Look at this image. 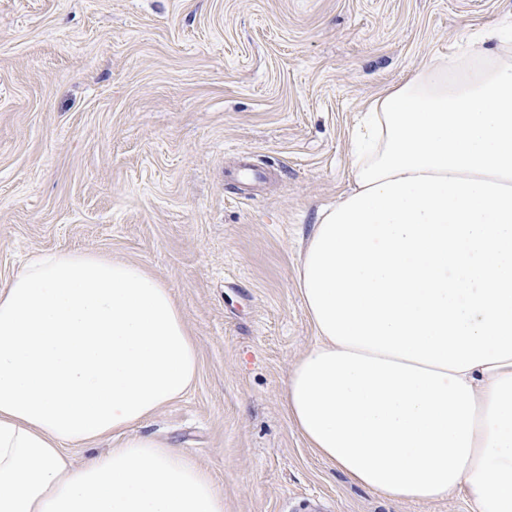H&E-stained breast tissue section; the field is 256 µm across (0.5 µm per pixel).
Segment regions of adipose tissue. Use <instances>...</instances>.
<instances>
[{"label": "adipose tissue", "mask_w": 512, "mask_h": 512, "mask_svg": "<svg viewBox=\"0 0 512 512\" xmlns=\"http://www.w3.org/2000/svg\"><path fill=\"white\" fill-rule=\"evenodd\" d=\"M353 183L309 237L317 340L283 391L309 448L401 502L512 512V32L483 29L371 99ZM197 344L139 265L42 251L0 289V512H224L138 427ZM120 434L74 464L70 448Z\"/></svg>", "instance_id": "obj_1"}]
</instances>
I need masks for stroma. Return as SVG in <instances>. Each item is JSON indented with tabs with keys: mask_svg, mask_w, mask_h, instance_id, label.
Here are the masks:
<instances>
[{
	"mask_svg": "<svg viewBox=\"0 0 512 512\" xmlns=\"http://www.w3.org/2000/svg\"><path fill=\"white\" fill-rule=\"evenodd\" d=\"M499 23L512 0H0V288L51 250L170 288L200 372L143 431L208 471L224 512H471L351 483L282 389L316 341L303 239L349 184L360 112Z\"/></svg>",
	"mask_w": 512,
	"mask_h": 512,
	"instance_id": "1",
	"label": "stroma"
}]
</instances>
